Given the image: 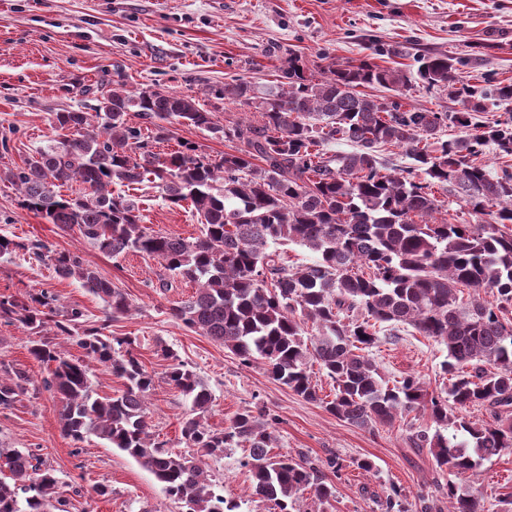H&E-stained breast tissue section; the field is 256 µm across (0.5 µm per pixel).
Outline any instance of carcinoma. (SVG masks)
I'll return each instance as SVG.
<instances>
[{
  "label": "carcinoma",
  "instance_id": "cac0c4a2",
  "mask_svg": "<svg viewBox=\"0 0 512 512\" xmlns=\"http://www.w3.org/2000/svg\"><path fill=\"white\" fill-rule=\"evenodd\" d=\"M416 62L414 74L363 59L329 67L318 78L294 62L273 85L224 84V99L262 112L259 126H220L195 98L163 89L101 87L97 113H53V126L71 135L36 151L7 179L28 210L78 232L98 251L143 253L171 277L194 283V294L172 309L173 317L243 364L263 362L274 380L310 401L319 400L310 372L318 364L334 383L326 409L337 418L373 430L417 408L428 410L438 430L414 432L411 444L428 449L439 470L471 478L483 461L512 451V233L500 229L512 224V171L493 176L477 162L488 142L499 155L512 156V123L473 121L488 101L511 104L512 82L475 88L459 79L465 59L421 54ZM414 80L448 90L463 110L404 109L393 98L356 91L377 85L398 95ZM131 110L159 139L168 133L164 123L177 120L238 146L214 158L188 145L161 156L147 149L141 128L128 125ZM313 118L325 127L311 124ZM449 122L469 134L442 139ZM335 137L356 150L326 156L322 146ZM386 145L404 150L413 166H388L380 154ZM156 179L170 203L188 202L200 216L199 236L149 232L135 203L112 194L114 184ZM69 183L78 188L61 193ZM436 186L459 193L486 220L437 218L443 204ZM290 244L307 248L316 260L285 263L280 247ZM19 251L78 280L105 304L102 323L83 328V312L60 309L46 289L0 297V323L37 333L29 352L49 366L43 385L60 395L64 436L78 443L93 435L125 452L154 474L181 512H233L207 460L242 444L248 448L241 466L252 474L254 494L279 512H293L308 489L322 505L334 498L333 486L320 481L313 465L271 454L275 436L265 412L245 409L224 430L211 429L212 394L182 361L169 365L166 378L191 402L181 436L194 453L153 442L147 403L154 377L130 339L107 332L131 310L126 293L78 253L0 238V256ZM461 285L473 290L467 300L459 297ZM384 324L410 326L445 345L444 394L428 395L413 376L392 386L385 381L366 354ZM49 329L74 338L84 358L69 357L43 335ZM89 360L120 379L121 388L93 395ZM28 383L23 371L0 375V408L19 402ZM470 406L489 410L493 420L458 414ZM2 469L9 476L0 478V512H67L59 480L40 455L1 447ZM448 503V512H482L479 495L452 480Z\"/></svg>",
  "mask_w": 512,
  "mask_h": 512
}]
</instances>
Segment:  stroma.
<instances>
[{"instance_id": "35a3bbf8", "label": "stroma", "mask_w": 512, "mask_h": 512, "mask_svg": "<svg viewBox=\"0 0 512 512\" xmlns=\"http://www.w3.org/2000/svg\"><path fill=\"white\" fill-rule=\"evenodd\" d=\"M383 55L376 62L409 72L419 54L466 59L460 76L474 86L512 82V0H0V235L40 240L58 251L79 253L122 288L132 311L112 321L110 333L129 337L154 376L148 422L157 441L185 451L181 423L190 403L172 386L162 351L170 349L191 366L212 393L209 425L228 427L246 409H265L274 419L275 450L311 462L335 498L321 507L305 491L295 512H381L391 489L401 492L404 512H448V475L427 450L409 444L411 433L435 432L427 410L416 409L393 424L372 430L340 420L317 401L306 400L275 381L263 364L243 365L237 356L176 320L171 309L190 297L194 284L159 287L158 260L128 252L116 257L94 249L77 234L24 208L6 170L22 165L57 133L54 113L92 111L99 84H123L129 91L164 89L196 97L220 125L260 124L253 108L216 98L225 82L245 79L257 86L274 81L298 55L306 73L320 74L333 63H358L371 56V41ZM403 107L455 112L460 100L443 89L412 83L399 97ZM189 142L202 153L231 151L221 134L169 123L154 152L167 154ZM133 200L148 230L190 238L201 229L190 203L168 202L152 184L113 186ZM48 289L63 308L80 309L90 324L105 317L103 302L72 279L23 253L0 256V295L22 296ZM31 333L20 324H0V366L28 374L27 392L12 408H0V444L41 454L59 479L69 512H178L154 475L126 453L95 436L75 443L59 423L61 402L47 391L48 370L29 352ZM389 381L416 376L428 393L445 389L440 365L444 345L402 327L383 331L370 348ZM242 449H228L209 462L210 471L235 512H274L253 492L250 472L240 466ZM369 461L371 470L360 469ZM107 485L109 497L95 488ZM476 487L484 512H512V452L485 460Z\"/></svg>"}]
</instances>
